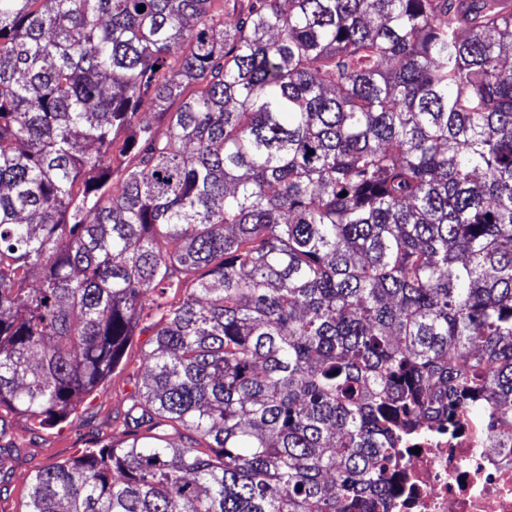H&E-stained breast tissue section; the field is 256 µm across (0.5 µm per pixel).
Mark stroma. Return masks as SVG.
<instances>
[{"mask_svg":"<svg viewBox=\"0 0 512 512\" xmlns=\"http://www.w3.org/2000/svg\"><path fill=\"white\" fill-rule=\"evenodd\" d=\"M152 323V317L142 318L121 365L64 423L36 429L22 414L0 410V512H26L38 472L119 439L129 399L143 382L142 359L152 340Z\"/></svg>","mask_w":512,"mask_h":512,"instance_id":"35a3bbf8","label":"stroma"}]
</instances>
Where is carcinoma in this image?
<instances>
[{
    "mask_svg": "<svg viewBox=\"0 0 512 512\" xmlns=\"http://www.w3.org/2000/svg\"><path fill=\"white\" fill-rule=\"evenodd\" d=\"M147 306L126 439L28 512H391L512 407V0H0V409L65 420Z\"/></svg>",
    "mask_w": 512,
    "mask_h": 512,
    "instance_id": "cac0c4a2",
    "label": "carcinoma"
}]
</instances>
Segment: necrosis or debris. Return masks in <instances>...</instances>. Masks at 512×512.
Returning <instances> with one entry per match:
<instances>
[{
	"mask_svg": "<svg viewBox=\"0 0 512 512\" xmlns=\"http://www.w3.org/2000/svg\"><path fill=\"white\" fill-rule=\"evenodd\" d=\"M499 420L463 411L456 431L409 441L390 469L395 512H512V448L491 447Z\"/></svg>",
	"mask_w": 512,
	"mask_h": 512,
	"instance_id": "1",
	"label": "necrosis or debris"
}]
</instances>
